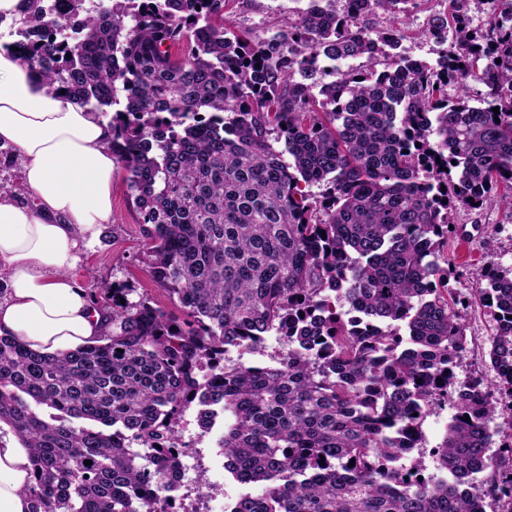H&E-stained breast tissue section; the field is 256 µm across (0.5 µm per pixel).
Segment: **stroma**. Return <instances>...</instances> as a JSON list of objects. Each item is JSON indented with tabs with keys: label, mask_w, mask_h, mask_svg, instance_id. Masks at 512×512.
<instances>
[{
	"label": "stroma",
	"mask_w": 512,
	"mask_h": 512,
	"mask_svg": "<svg viewBox=\"0 0 512 512\" xmlns=\"http://www.w3.org/2000/svg\"><path fill=\"white\" fill-rule=\"evenodd\" d=\"M297 0H229L224 9L226 23L266 36L289 13L297 10ZM446 0H422L406 15L408 37L405 48L413 57L430 62L452 51L454 39L441 42L427 38L424 31L429 19L447 12ZM112 223L104 225L97 240L85 253L75 270L88 297L98 296L100 288L116 285L133 289L135 296L150 297L156 305L174 310L166 292L151 280L142 263L145 239L138 224V215L128 197L125 172H118L112 186ZM455 229L448 237V256L460 269L461 275L452 286L458 295L469 298L477 286L480 269L493 261L502 267L512 266V211L492 201L478 210H457L453 215ZM469 353L458 376L471 370L487 371L488 338L491 322L483 308L470 306L465 312Z\"/></svg>",
	"instance_id": "obj_1"
}]
</instances>
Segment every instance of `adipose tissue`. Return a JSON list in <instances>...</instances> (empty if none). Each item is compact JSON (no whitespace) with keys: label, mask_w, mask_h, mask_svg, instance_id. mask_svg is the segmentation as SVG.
I'll list each match as a JSON object with an SVG mask.
<instances>
[{"label":"adipose tissue","mask_w":512,"mask_h":512,"mask_svg":"<svg viewBox=\"0 0 512 512\" xmlns=\"http://www.w3.org/2000/svg\"><path fill=\"white\" fill-rule=\"evenodd\" d=\"M0 143L20 160L29 195L0 198V336L44 355L97 343L110 330L109 314L72 271L112 221V130L0 41ZM31 483L28 448L16 436L0 438V512H30Z\"/></svg>","instance_id":"adipose-tissue-1"}]
</instances>
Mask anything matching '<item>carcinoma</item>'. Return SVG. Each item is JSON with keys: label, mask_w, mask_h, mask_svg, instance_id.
I'll return each mask as SVG.
<instances>
[{"label": "carcinoma", "mask_w": 512, "mask_h": 512, "mask_svg": "<svg viewBox=\"0 0 512 512\" xmlns=\"http://www.w3.org/2000/svg\"><path fill=\"white\" fill-rule=\"evenodd\" d=\"M225 2L26 0L12 19L11 45L108 120L146 271L184 314L105 287L103 344L51 356L0 336V426L31 449L32 512H168L190 409L204 434L224 421L247 489L230 512H512V269L488 264L465 301L447 254L457 209L512 208V0L484 33L473 0H449L425 35L457 46L434 64L367 25L415 0H307L263 38L228 27ZM474 303L492 383L455 373ZM270 336L288 338L272 363L224 364ZM441 401L428 474L410 454Z\"/></svg>", "instance_id": "obj_1"}]
</instances>
